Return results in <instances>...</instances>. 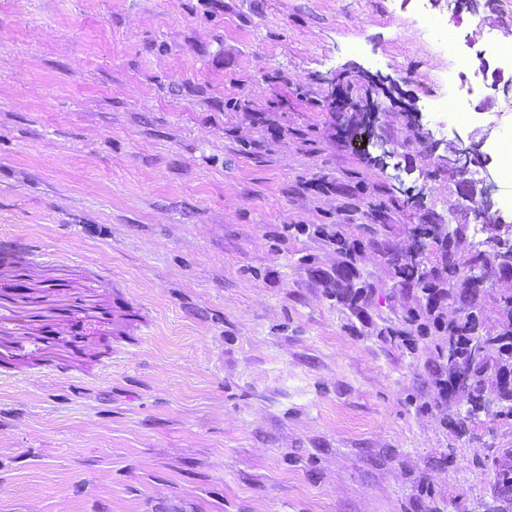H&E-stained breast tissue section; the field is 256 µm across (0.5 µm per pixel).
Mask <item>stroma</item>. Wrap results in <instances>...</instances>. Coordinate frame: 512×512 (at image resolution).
I'll return each instance as SVG.
<instances>
[{
  "mask_svg": "<svg viewBox=\"0 0 512 512\" xmlns=\"http://www.w3.org/2000/svg\"><path fill=\"white\" fill-rule=\"evenodd\" d=\"M449 36L512 33V0ZM414 0H0V512H470L512 421L433 400L432 339L368 246L470 228L421 138L486 148L512 90L437 130L449 57ZM376 74L375 83L358 70ZM378 100L392 156L346 141L328 78ZM421 115L420 127L409 121ZM369 286L331 296L344 256ZM312 256V265L301 262ZM317 234L325 238V240L332 242L333 244H336L337 249L344 252L347 256L348 260L345 262V264L336 271V278H335V286L336 291L338 294H340V290H343L345 288L346 293L351 296L352 301V307L354 309V312L358 313L359 310L357 302L361 300L363 296V290L364 286L355 287L354 284V278L357 277L358 271L355 266L356 261V248L353 244L352 246L346 242V240L342 237L340 232L336 230V232L331 233L327 230L326 227H317Z\"/></svg>",
  "mask_w": 512,
  "mask_h": 512,
  "instance_id": "1",
  "label": "stroma"
}]
</instances>
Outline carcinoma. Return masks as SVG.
<instances>
[{
	"mask_svg": "<svg viewBox=\"0 0 512 512\" xmlns=\"http://www.w3.org/2000/svg\"><path fill=\"white\" fill-rule=\"evenodd\" d=\"M420 228L436 244L438 262L431 263L424 253L412 260L407 253L395 255L383 251L399 278L398 287L420 293L415 305L406 307L399 318L403 328L389 329V336L411 349L415 335L439 337L437 349L443 369L448 372V397L462 398L467 404L465 412L455 420L459 431H464L480 412L488 411L486 401L490 398L495 403L493 415L512 420V294L493 298L500 314V330L489 336L495 346L482 355L473 353L470 346L482 327L487 296L484 279L497 273L496 258L486 251L471 254L467 263L476 270V275L465 277L464 288L458 292L453 284L459 276L454 243L463 235L465 226L459 225L442 234L429 224ZM317 234L336 244L347 256L345 264L336 271L335 286L338 291L346 290L353 309H358L364 287L357 288L354 284L358 275L355 246L348 244L340 232L331 233L323 226L317 228ZM452 305L456 306L457 317L449 320L444 309ZM463 375L469 379L466 385L458 383ZM507 456L511 457L510 461L496 464L493 492L507 505L505 512H512V452H507Z\"/></svg>",
	"mask_w": 512,
	"mask_h": 512,
	"instance_id": "cac0c4a2",
	"label": "carcinoma"
}]
</instances>
